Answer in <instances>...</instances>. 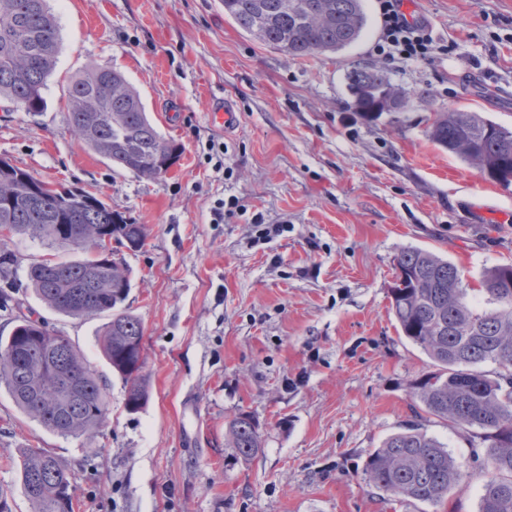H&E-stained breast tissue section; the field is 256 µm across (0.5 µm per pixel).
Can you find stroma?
Returning <instances> with one entry per match:
<instances>
[{
  "instance_id": "stroma-1",
  "label": "stroma",
  "mask_w": 512,
  "mask_h": 512,
  "mask_svg": "<svg viewBox=\"0 0 512 512\" xmlns=\"http://www.w3.org/2000/svg\"><path fill=\"white\" fill-rule=\"evenodd\" d=\"M60 51L45 112L0 100V158L90 193L146 225L127 303L143 321L150 400L125 408L104 360L105 316L70 318L28 291L24 306L103 377L109 422L94 443L47 431L0 389V490L30 512L14 465L51 450L70 469L78 512H478L488 477L463 433L427 425L464 463L438 506L371 487L367 454L413 414L428 356L391 312L396 256L409 247L462 267L465 301L486 309L481 275L512 263V186L439 147L434 113L470 109L512 130V0H411L444 53L390 61L376 50L377 0L361 39L292 58L224 15L221 0H49ZM358 62L414 91L364 116L346 90ZM92 66L122 71L162 134L182 148L159 180L112 169L69 133L63 97ZM235 125H211L213 102ZM230 203L223 223L218 201ZM250 414L263 446L245 459L227 422Z\"/></svg>"
}]
</instances>
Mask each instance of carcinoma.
<instances>
[{
    "instance_id": "1",
    "label": "carcinoma",
    "mask_w": 512,
    "mask_h": 512,
    "mask_svg": "<svg viewBox=\"0 0 512 512\" xmlns=\"http://www.w3.org/2000/svg\"><path fill=\"white\" fill-rule=\"evenodd\" d=\"M224 14L261 44L303 58L336 53L355 43L367 26L363 0H223ZM60 46L48 0H0V99L39 114ZM350 96L360 95V111L372 117L394 98L405 104L415 92L394 85L386 69L358 64L348 74ZM70 133L113 168L159 180L180 157L177 144L152 122L137 90L113 67H91L75 75L66 90ZM479 112H436L430 138L476 165L490 181L512 178V131ZM43 183L0 158V315L13 327L0 336V387L15 406L47 430L95 439L108 418L106 384L82 352L62 332L22 312L17 258L12 238L30 237L68 246L82 256L42 260L26 270V287L49 309L68 316H108L99 337L101 351L125 387V407L135 413L150 397L145 372L144 327L124 303L133 271L126 260L100 251L112 236L127 250L140 251L147 228L133 224L103 200L76 188L56 185L42 197L30 186ZM391 311L402 332L420 347L437 371L412 386L414 421L371 451L364 475L390 497L440 504L448 490L467 478L463 463L428 435L437 419L463 429L484 445L490 467L478 512H512V264L487 270L478 291L493 308L478 312L464 301L467 283L454 263L436 253L411 248L397 257ZM500 368L492 377L482 369ZM238 453L251 458L262 448L257 425L245 413L229 423ZM20 485L32 512H74L67 466L46 448H24L17 460Z\"/></svg>"
}]
</instances>
